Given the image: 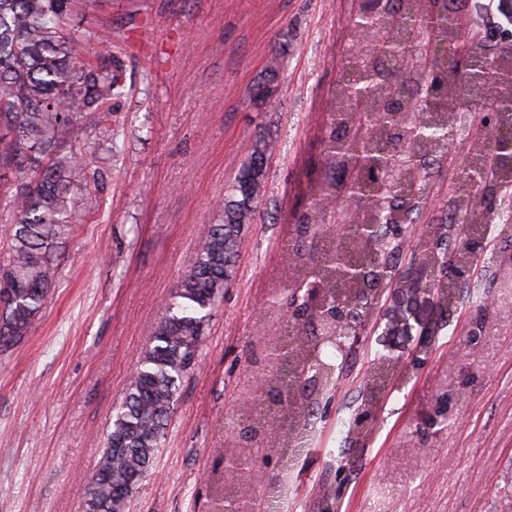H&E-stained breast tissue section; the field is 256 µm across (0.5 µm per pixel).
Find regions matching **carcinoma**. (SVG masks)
<instances>
[{"label":"carcinoma","instance_id":"cac0c4a2","mask_svg":"<svg viewBox=\"0 0 512 512\" xmlns=\"http://www.w3.org/2000/svg\"><path fill=\"white\" fill-rule=\"evenodd\" d=\"M84 0H0V222L11 225L8 259L0 263V352L26 336L59 278L58 250L74 232L78 218L97 206L94 189L96 164L105 148L117 149L119 129L115 100L124 94L122 73L102 61L75 64L74 46L98 40L90 25H76ZM445 9L439 0H391L381 9L373 0H361L359 12L370 13L368 49L351 52L344 74L331 92L332 122L326 164L330 176L309 186L314 204L298 225L301 243L313 248L327 236L335 249L345 245L342 230L355 224H386L381 205L389 188L378 177L366 191L364 208L344 211L339 199L348 190V174L355 151L365 141L385 145L399 178L412 174L420 195L400 204L402 223L425 202L432 184L427 160L442 158L448 133L458 120L473 124L480 113L461 98L464 87L485 89L499 124L512 128V110L498 102L500 90L512 89V43L499 48L496 60L477 58L462 64L446 53L427 71L407 70V80H393L383 67L384 55L371 47L378 38L394 42L402 59L418 56L427 43L425 17ZM284 53H274L264 76L253 89L266 99L275 91ZM93 116L86 124L84 115ZM275 139L256 142L238 167L218 203L215 223L203 226L190 268L170 295L166 316L155 326L117 408L92 480L82 488L86 512H130L135 490L152 470L164 446L184 378L198 364L205 322L224 298L244 229L254 223L267 176V158ZM469 161L460 195L456 197L452 228L463 233L454 254L420 240L414 254L427 269L452 260L473 264L477 254L465 244L467 237H488L484 212L474 197L484 193L501 200L512 194V167L495 161L484 143L469 144ZM400 254L397 244L376 236L362 247L363 276L347 287L354 317L365 318L373 305L367 289L380 282L373 266L391 267ZM291 292L303 296L302 287L323 279L330 299L336 297L333 258L312 256L298 249ZM306 318L292 327L288 363L293 372L283 383L288 402L293 388L311 381L336 385V357L343 351L333 342L309 338ZM275 417L258 415L242 435L276 432ZM281 435V447L302 448L313 441V430L302 419Z\"/></svg>","mask_w":512,"mask_h":512}]
</instances>
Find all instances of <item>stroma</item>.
Returning <instances> with one entry per match:
<instances>
[{"instance_id": "1", "label": "stroma", "mask_w": 512, "mask_h": 512, "mask_svg": "<svg viewBox=\"0 0 512 512\" xmlns=\"http://www.w3.org/2000/svg\"><path fill=\"white\" fill-rule=\"evenodd\" d=\"M357 0H104L88 17L123 74L117 154L97 164L99 209L62 249L59 281L28 334L0 355V512H85L77 491L103 450L165 304L213 223L245 149L277 139L256 219L244 231L224 301L178 391L156 466L131 512H219L214 493L238 454L263 496L285 480L287 512H512V238L452 279L443 311L428 292L385 287L332 390L306 388L315 437L291 470L277 452L241 449L229 429L267 403L266 374L288 317V250L325 174L328 92L351 47ZM274 94L251 96L273 53ZM404 367L351 421L377 359Z\"/></svg>"}]
</instances>
